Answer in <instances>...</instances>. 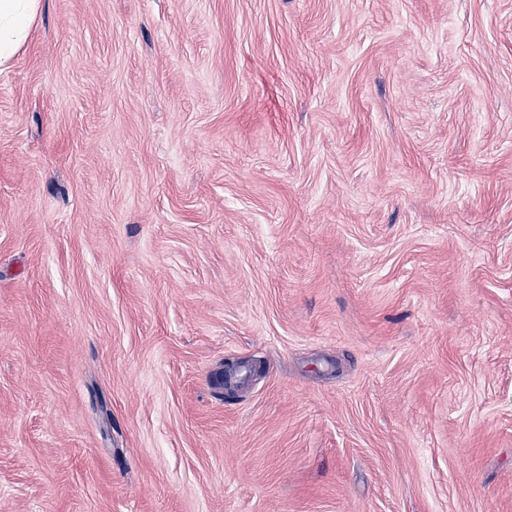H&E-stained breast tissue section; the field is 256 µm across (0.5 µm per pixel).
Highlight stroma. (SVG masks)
Returning a JSON list of instances; mask_svg holds the SVG:
<instances>
[{"mask_svg": "<svg viewBox=\"0 0 512 512\" xmlns=\"http://www.w3.org/2000/svg\"><path fill=\"white\" fill-rule=\"evenodd\" d=\"M0 512H512V0H43Z\"/></svg>", "mask_w": 512, "mask_h": 512, "instance_id": "35a3bbf8", "label": "stroma"}]
</instances>
